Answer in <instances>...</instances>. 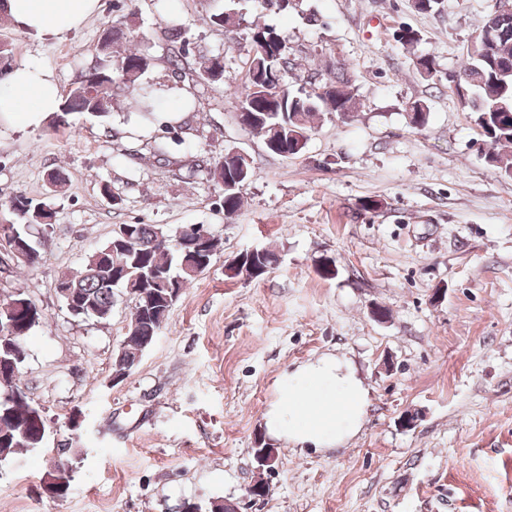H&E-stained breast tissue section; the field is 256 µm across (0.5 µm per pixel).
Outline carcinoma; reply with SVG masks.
Instances as JSON below:
<instances>
[{"mask_svg":"<svg viewBox=\"0 0 512 512\" xmlns=\"http://www.w3.org/2000/svg\"><path fill=\"white\" fill-rule=\"evenodd\" d=\"M480 31L486 33V47L465 48V63L458 71L445 74L448 89L456 94L474 116L475 124L490 139L482 153L484 162L503 176L512 177V70L505 71L499 63L512 64V13L500 14L497 8L487 14ZM127 36L125 28L109 25L107 36L99 40L98 60L82 75L62 100L56 119L67 122L78 113L99 122L112 116V90H89L91 84L111 83L114 75L132 85H138L152 67V58L139 49L112 59V44ZM252 47L270 49L281 43V36L272 27L252 29ZM417 72L428 80L440 70L435 58L420 55L413 61ZM309 87L289 93L284 103L270 102L267 87L256 80L254 68L248 67V84L241 101L244 111L260 120L267 135L288 144V154H301L312 132V119L318 112H357L358 88L352 77L337 72L325 78L313 73ZM410 123L416 129L428 123V106L422 100L411 102ZM64 176L48 184L47 196L34 201L23 195L11 200L9 218L0 219V242L14 250L24 243L33 251L29 265H37L49 247V219L54 213L53 200L62 194ZM133 241L126 249L112 246V240L89 253L77 275L65 274L59 283L75 289L91 306L86 318L105 320L112 313L118 297L127 295L134 301L133 313L124 340L125 346L115 361L116 377H121L138 361L143 347L150 346L168 319L172 305L167 288L172 281L183 289L200 274L201 263L178 247L177 232L158 224H135ZM275 252L262 248L242 254L237 266L260 279L277 263ZM21 333L19 341L26 346L30 332L41 320V312H18L11 319ZM10 354L0 345V465L13 461L24 451L43 447L47 431L46 420L36 412V405L19 386L20 370L28 353L16 361L17 369L5 363Z\"/></svg>","mask_w":512,"mask_h":512,"instance_id":"carcinoma-1","label":"carcinoma"}]
</instances>
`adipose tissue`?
Instances as JSON below:
<instances>
[{"instance_id": "ef3b65f1", "label": "adipose tissue", "mask_w": 512, "mask_h": 512, "mask_svg": "<svg viewBox=\"0 0 512 512\" xmlns=\"http://www.w3.org/2000/svg\"><path fill=\"white\" fill-rule=\"evenodd\" d=\"M100 0H0L7 19L39 36H63L99 9ZM59 90L38 63L0 81V115L21 124L57 112ZM278 398L265 414L267 434L303 448H334L353 437L368 405V390L353 363L326 354L281 373Z\"/></svg>"}]
</instances>
